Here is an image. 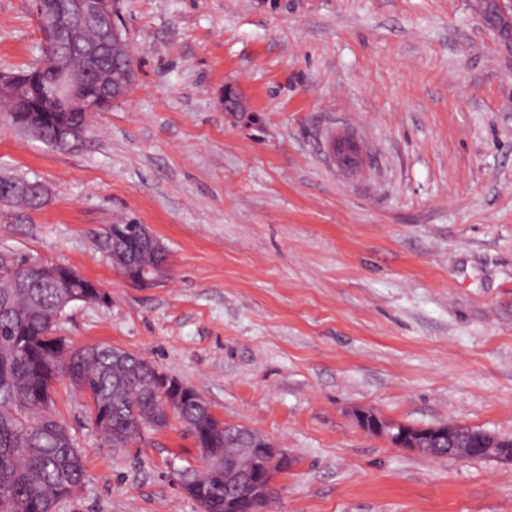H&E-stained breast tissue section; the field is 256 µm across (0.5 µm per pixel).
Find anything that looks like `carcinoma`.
<instances>
[{
  "instance_id": "obj_1",
  "label": "carcinoma",
  "mask_w": 512,
  "mask_h": 512,
  "mask_svg": "<svg viewBox=\"0 0 512 512\" xmlns=\"http://www.w3.org/2000/svg\"><path fill=\"white\" fill-rule=\"evenodd\" d=\"M47 53L77 70L88 66L84 49L55 34ZM128 60L116 51L99 57L93 68L119 77ZM15 204L36 209L42 200L21 190L0 196V206ZM110 245L135 257L131 266L122 259L113 262L123 276L166 277V248L140 238L113 244L99 235V249ZM75 292L62 279H43L28 254L0 252V512H55L84 482L82 453L55 406L59 378L91 399L93 423L114 448H128L168 425L158 380L138 356L104 344L77 346L69 355L56 351V321ZM176 415L214 459L245 444L198 393L182 401ZM224 490L220 465L206 475L197 496L203 512H224Z\"/></svg>"
}]
</instances>
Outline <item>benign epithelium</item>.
I'll list each match as a JSON object with an SVG mask.
<instances>
[{"label":"benign epithelium","instance_id":"1","mask_svg":"<svg viewBox=\"0 0 512 512\" xmlns=\"http://www.w3.org/2000/svg\"><path fill=\"white\" fill-rule=\"evenodd\" d=\"M35 13L49 17L53 28L64 35L69 42L82 41L86 27L96 25L99 39L85 48L88 59L92 60L112 50L117 43L127 41L126 33L116 15L114 0H94L87 9L75 0H35ZM512 4L506 0H485L482 16L486 22L495 25L497 17L508 15ZM52 67L56 77L50 85L51 97L62 102L69 114L77 116V123L62 125L54 140V149L72 150L73 143L85 138L88 129V115L91 112L87 86L91 71L75 70L55 60ZM136 77L134 65H129L127 83L119 85L104 76L96 78L101 96L120 99L128 94ZM30 86L29 75L22 72L0 70V97L17 101L25 107ZM348 144L357 154L358 161L364 162V150L356 131L338 135L328 142L329 154L343 166L339 144ZM357 426L365 432L386 438L393 446L419 454L430 455L432 445L443 439L448 444H463L461 455L465 459H495L512 464V441L482 430L476 434L465 432L460 424H441L419 427L389 420L370 408L353 412ZM250 440V446L238 449L237 453L224 459V481L233 485H245L255 495H262L273 487L277 475L290 470L295 460L283 448L276 446L265 436L247 425L241 426Z\"/></svg>","mask_w":512,"mask_h":512}]
</instances>
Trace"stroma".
I'll use <instances>...</instances> for the list:
<instances>
[{
  "label": "stroma",
  "instance_id": "obj_1",
  "mask_svg": "<svg viewBox=\"0 0 512 512\" xmlns=\"http://www.w3.org/2000/svg\"><path fill=\"white\" fill-rule=\"evenodd\" d=\"M128 95L61 153L0 122V175L47 184L0 206V251L97 281L56 334L137 354L227 424L295 457L264 512H512V464L430 458L360 430L512 438V60L476 0H115ZM32 0H0V68L40 59ZM234 88L245 111L224 110ZM368 148L347 170L328 140ZM144 224L167 248L136 287L95 245ZM57 407L86 466L56 512H200L180 421L115 448L90 401ZM349 133H344L341 135H338L334 138H332L328 142V151L329 154L336 160V162L341 165L345 166L347 164L343 161L341 154L339 152V144L340 143H346L348 144L357 154L359 166L364 162V156L365 159L367 157V152L364 155V150L362 145L359 143L360 138L358 137L356 131L354 130H348ZM29 187L32 189L34 194L40 197L42 200L47 196V188L39 181H32L29 183ZM12 189L11 183L5 180H2L0 183V191L2 190L4 193H10ZM30 191H16L12 192L7 196L0 195V206H10L15 204H23L29 208H40L43 204L42 200L36 197Z\"/></svg>",
  "mask_w": 512,
  "mask_h": 512
}]
</instances>
